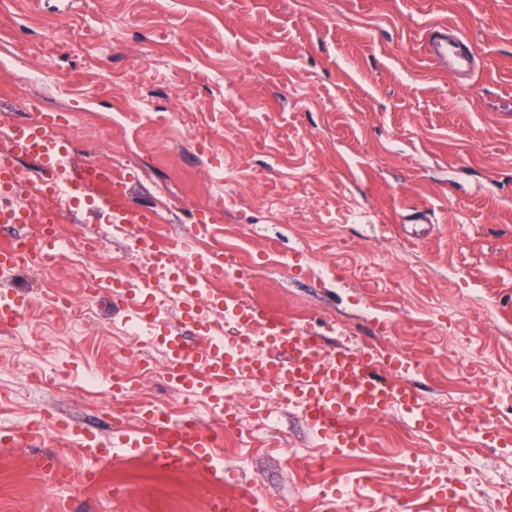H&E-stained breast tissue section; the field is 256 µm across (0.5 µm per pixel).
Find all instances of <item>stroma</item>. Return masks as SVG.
<instances>
[{
    "label": "stroma",
    "mask_w": 512,
    "mask_h": 512,
    "mask_svg": "<svg viewBox=\"0 0 512 512\" xmlns=\"http://www.w3.org/2000/svg\"><path fill=\"white\" fill-rule=\"evenodd\" d=\"M454 25L481 68L468 87L422 53L426 27ZM0 114L30 124L61 115L77 139V171L129 156V203L161 208L166 239L192 232L190 211L214 203V161L227 204L212 235L261 260L248 298L358 345H400L420 363L412 381L439 423L412 432L404 409L378 437L373 493L350 512H446L434 489L410 486L389 461L438 448L458 457L474 436L451 408L471 403L499 441L480 458L496 482L465 493V512H493L512 488V0H0ZM41 63L55 83L25 78ZM353 211L368 221L354 224ZM426 223H416L418 215ZM83 273L69 255L22 271L31 296L53 284L78 297ZM83 348L70 314L26 310L21 332L0 330V397L13 421L41 413L113 442L142 429L136 400L179 394L162 378L158 351L143 346L138 388L101 408L82 389L85 356L121 346L127 313L107 294L84 304ZM64 376L68 391L34 390ZM324 449L297 409L245 438L235 460H211L160 477L148 453L120 448L94 462L89 447L61 449L39 431L29 449L0 445V512H202L209 499L257 489L271 512H320L303 500L306 459ZM104 471V485L74 494L62 473Z\"/></svg>",
    "instance_id": "1"
}]
</instances>
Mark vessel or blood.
Here are the masks:
<instances>
[{
	"mask_svg": "<svg viewBox=\"0 0 512 512\" xmlns=\"http://www.w3.org/2000/svg\"><path fill=\"white\" fill-rule=\"evenodd\" d=\"M424 54L435 69L466 80L479 68L480 59L471 41L457 27L429 24L425 30ZM55 116L30 126L9 125L10 150L0 154V195L15 192L18 163L25 158L47 169L57 163L59 150L53 139ZM53 226L24 242L10 239L0 243V267L38 263L45 253L57 248ZM8 296L0 306L1 325H19L22 301L9 286L0 287ZM211 305L234 313L238 328L229 339L213 340L206 347L186 350L178 337L168 339L172 366L197 362L203 372L199 381L171 375L170 384L180 391L214 393V383L241 374L252 376L261 387L272 390L284 401L297 403L301 415L324 447L338 452L368 447L371 434L364 426L347 422L348 412L363 418L385 415L399 406L410 416L414 430H432L437 421L428 412L419 392L407 383L395 382V374L410 371L412 364L401 352L376 345L360 348L331 345L328 338L289 323L286 316L264 304L235 297H213ZM144 432L125 436L122 446L147 449L163 467L181 470L207 462L216 444V433L186 427L157 411H150Z\"/></svg>",
	"mask_w": 512,
	"mask_h": 512,
	"instance_id": "1",
	"label": "vessel or blood"
}]
</instances>
